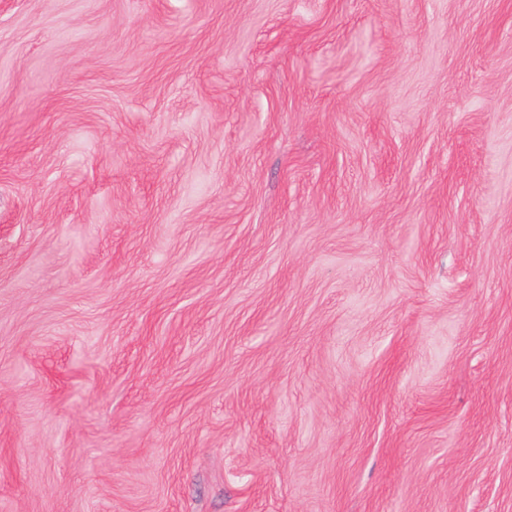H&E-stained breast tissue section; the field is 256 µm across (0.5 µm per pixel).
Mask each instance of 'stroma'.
Wrapping results in <instances>:
<instances>
[{
	"mask_svg": "<svg viewBox=\"0 0 512 512\" xmlns=\"http://www.w3.org/2000/svg\"><path fill=\"white\" fill-rule=\"evenodd\" d=\"M0 512H512V0H0Z\"/></svg>",
	"mask_w": 512,
	"mask_h": 512,
	"instance_id": "obj_1",
	"label": "stroma"
}]
</instances>
